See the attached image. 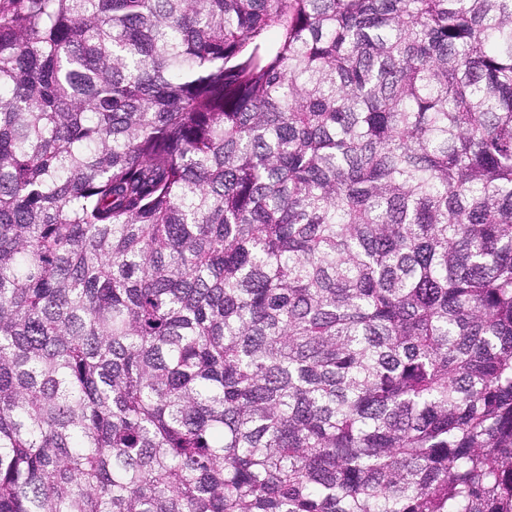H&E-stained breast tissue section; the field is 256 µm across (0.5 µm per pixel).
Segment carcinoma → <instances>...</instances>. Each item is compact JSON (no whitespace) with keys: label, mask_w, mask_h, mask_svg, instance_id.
Returning a JSON list of instances; mask_svg holds the SVG:
<instances>
[{"label":"carcinoma","mask_w":512,"mask_h":512,"mask_svg":"<svg viewBox=\"0 0 512 512\" xmlns=\"http://www.w3.org/2000/svg\"><path fill=\"white\" fill-rule=\"evenodd\" d=\"M0 512H512V0H0Z\"/></svg>","instance_id":"1"}]
</instances>
